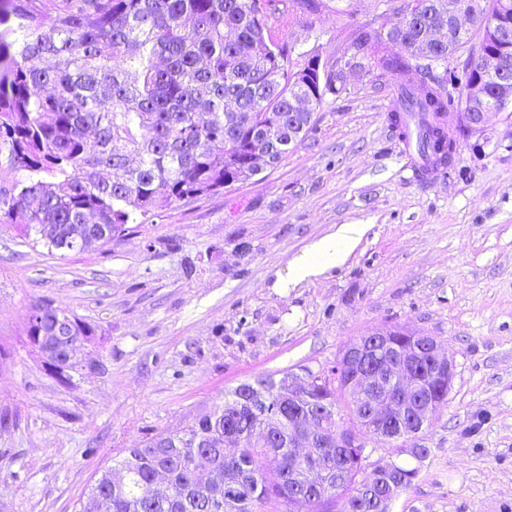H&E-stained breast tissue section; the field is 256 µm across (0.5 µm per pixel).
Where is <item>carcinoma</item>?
<instances>
[{
	"mask_svg": "<svg viewBox=\"0 0 512 512\" xmlns=\"http://www.w3.org/2000/svg\"><path fill=\"white\" fill-rule=\"evenodd\" d=\"M281 0H0V21L13 39L0 40V147L9 169L22 179L0 187V217L24 224L58 251L71 250L80 230L87 249L109 243L127 225L159 210L224 190L262 147L257 129H272V165L292 150L288 126L310 129L312 115L290 113L288 92L313 98L337 93L345 69L361 65L368 35L358 34L350 56L322 75L310 63L293 69L292 47L272 33L269 18ZM470 28L446 44H427L424 27L396 25L386 34L393 50L380 49L377 67L409 79L400 84L399 107L389 116L399 138L415 141L436 170L454 164L448 113L465 112V89L486 85L488 106L501 108L492 69H512V43L489 32L501 18L502 0H478ZM478 37L457 71L454 57ZM138 157V165L129 158ZM66 317L70 333L92 341L95 328L50 301L32 307L28 320L48 327ZM302 372L311 390L298 410L311 406L344 412L347 431L361 433L360 447L333 456L331 495L318 504L322 477L293 457L286 438L288 403L283 380L268 376L224 391L222 401L187 429L160 433L142 448H127L95 480L76 512H332L343 498L347 512H390L392 502L416 477L408 462L365 455L368 433L354 423L352 370ZM439 408L448 404V380L419 386ZM260 396L279 411L265 443L224 447L229 433L246 437L264 420L249 414ZM164 470L169 496L150 494L155 472Z\"/></svg>",
	"mask_w": 512,
	"mask_h": 512,
	"instance_id": "carcinoma-1",
	"label": "carcinoma"
}]
</instances>
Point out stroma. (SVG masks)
Here are the masks:
<instances>
[{"mask_svg": "<svg viewBox=\"0 0 512 512\" xmlns=\"http://www.w3.org/2000/svg\"><path fill=\"white\" fill-rule=\"evenodd\" d=\"M405 2L288 0L272 28L295 66L315 49L330 70L355 31L370 39L276 167L80 253L0 222V512H75L122 449L193 425L241 382L330 370L357 337L396 328L435 337L456 369L416 438L366 443L374 460L428 451L391 512H512V106L490 138H460L448 174L420 176L389 121L401 79L374 64ZM342 224L365 227L345 260L288 282ZM48 300L97 331L65 381L26 334Z\"/></svg>", "mask_w": 512, "mask_h": 512, "instance_id": "obj_1", "label": "stroma"}]
</instances>
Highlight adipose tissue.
<instances>
[{
    "label": "adipose tissue",
    "instance_id": "obj_1",
    "mask_svg": "<svg viewBox=\"0 0 512 512\" xmlns=\"http://www.w3.org/2000/svg\"><path fill=\"white\" fill-rule=\"evenodd\" d=\"M365 231L361 224L340 225L334 233L308 246L289 265V276L299 279L315 273L320 267L341 263L359 242Z\"/></svg>",
    "mask_w": 512,
    "mask_h": 512
}]
</instances>
